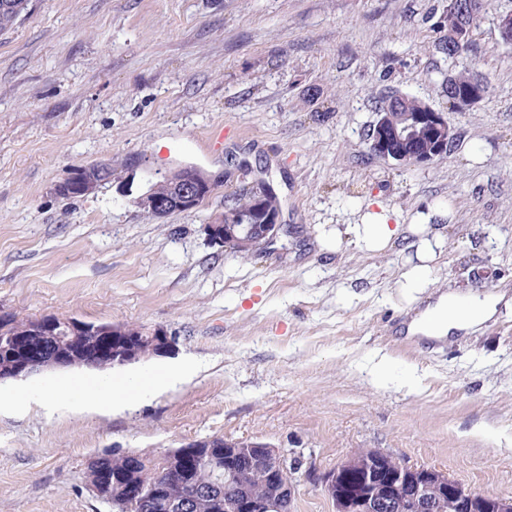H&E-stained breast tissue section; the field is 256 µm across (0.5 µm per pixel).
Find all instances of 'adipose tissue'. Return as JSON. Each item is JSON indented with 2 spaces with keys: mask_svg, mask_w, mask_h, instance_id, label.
Wrapping results in <instances>:
<instances>
[{
  "mask_svg": "<svg viewBox=\"0 0 512 512\" xmlns=\"http://www.w3.org/2000/svg\"><path fill=\"white\" fill-rule=\"evenodd\" d=\"M453 218L452 209L431 207L420 214L417 222L395 224L388 210L383 208L366 213L360 223L347 225L346 233L368 253H380L403 244L415 259L414 265L403 271L400 283L410 295L430 287L431 265L437 250L444 244L445 229L441 222ZM499 303L496 296L480 298L451 291L439 295L434 304L413 321L412 328L433 336H447L490 318Z\"/></svg>",
  "mask_w": 512,
  "mask_h": 512,
  "instance_id": "adipose-tissue-1",
  "label": "adipose tissue"
}]
</instances>
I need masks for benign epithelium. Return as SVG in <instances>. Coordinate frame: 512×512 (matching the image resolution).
<instances>
[{
	"label": "benign epithelium",
	"instance_id": "1",
	"mask_svg": "<svg viewBox=\"0 0 512 512\" xmlns=\"http://www.w3.org/2000/svg\"><path fill=\"white\" fill-rule=\"evenodd\" d=\"M497 28L501 42L512 43V11L498 15ZM483 96L484 86L478 83L464 94H452L450 103L465 111ZM424 131L435 140L433 152L410 154L393 149L395 144H411ZM451 132L447 120L437 111L424 112L416 118L379 112L370 125L369 144L373 153L398 165L410 160L428 164L447 155L442 136ZM164 178L167 193L160 195L156 188H149L136 199L140 209L159 216L193 210L213 194L217 185L211 174L192 165L181 166ZM100 183L98 169L87 166L73 172L59 190L68 196H85ZM204 230L211 246L250 253L277 239L283 225L275 212L256 224H226L224 215L219 214L204 225ZM18 336L25 341L24 359L12 371L0 369V382L26 378L48 368L129 364L143 357L140 336L124 324L96 325L72 317L37 318L19 330ZM153 336L155 352L168 353L173 349L174 338L164 329H154ZM214 441L213 437L192 440L183 449L167 452L169 468L183 474L205 466L223 471L226 477L245 469L269 484V492L257 495L245 491L240 497L226 498L224 512H277L282 498L293 492L285 455L266 442L226 438L224 455L215 456L211 452ZM352 469L359 472L360 481L348 487L343 478ZM87 470L90 491L96 498H104V473L91 466ZM321 487L326 496L335 500L336 512H441L446 502L451 503L453 512H512L511 498L473 492L436 468L409 466L389 453L373 449L348 456L323 478ZM116 507L121 512H147L152 502L145 485L138 481L127 483Z\"/></svg>",
	"mask_w": 512,
	"mask_h": 512
}]
</instances>
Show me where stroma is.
I'll return each mask as SVG.
<instances>
[{
    "mask_svg": "<svg viewBox=\"0 0 512 512\" xmlns=\"http://www.w3.org/2000/svg\"><path fill=\"white\" fill-rule=\"evenodd\" d=\"M448 0H31L0 32V312L158 327L173 354L115 367L151 379L195 362L182 383L118 409L79 403L89 368L0 384V512H116L88 488L90 458L160 459L212 436L283 451L293 512H336L320 479L379 449L472 491L512 496V305L435 349L404 343L401 315L437 293L512 290V46L490 0L469 54L451 59ZM491 83L448 104L449 74ZM418 97L456 139L427 165L374 155L378 100ZM481 144L474 165L462 146ZM111 167L85 196L74 169ZM219 179L201 207L163 218L135 199L165 172ZM268 182L288 233L249 255L203 231L224 199ZM380 200L407 224L427 206L455 221L431 288L406 296L404 255L350 238ZM56 398L45 408L43 401ZM454 84L456 93H461L469 89L476 81H483L486 86V94L490 89V82L485 79H478L469 71H460L453 77H450ZM453 92L451 95L450 103L459 111H465L472 108L479 103L484 96V86L482 83H477L464 94H456Z\"/></svg>",
    "mask_w": 512,
    "mask_h": 512,
    "instance_id": "obj_1",
    "label": "stroma"
}]
</instances>
